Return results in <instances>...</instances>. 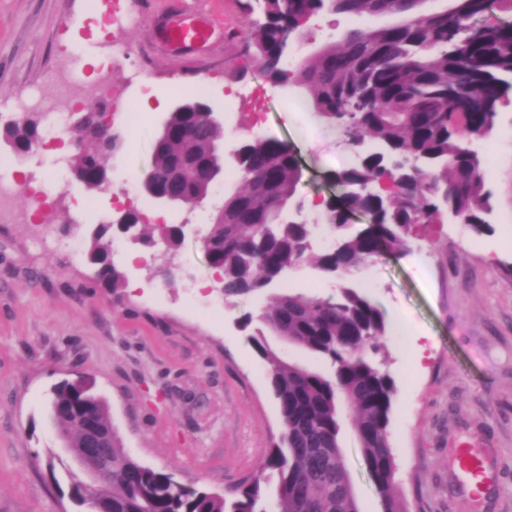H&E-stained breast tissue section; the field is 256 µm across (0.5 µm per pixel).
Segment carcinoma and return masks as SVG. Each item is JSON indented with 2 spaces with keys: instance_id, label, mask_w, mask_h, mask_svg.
I'll use <instances>...</instances> for the list:
<instances>
[{
  "instance_id": "cac0c4a2",
  "label": "carcinoma",
  "mask_w": 512,
  "mask_h": 512,
  "mask_svg": "<svg viewBox=\"0 0 512 512\" xmlns=\"http://www.w3.org/2000/svg\"><path fill=\"white\" fill-rule=\"evenodd\" d=\"M427 0H247L257 15L254 47L260 67L274 84L292 75L279 33L300 32L321 11L363 16H397L381 28H352L341 44L329 45L297 66L326 123L356 152V162L330 179L338 200L322 204L323 223L336 236L333 250L316 257L315 268L339 280L336 295L293 292L272 295L259 315L264 329L250 341L265 362L282 431L253 480L230 499L202 488L176 484L173 474L143 465L112 431V512H268L266 487L276 480L277 512H359L340 443V405L355 407L352 422L365 470L383 512H406L395 496L396 463L389 440L395 393L388 374L366 351L384 348L389 327L382 312L349 277L385 253L408 248L421 225L443 216L461 217L477 233L488 226L490 209L482 158L471 139L490 135L501 100L512 91V22H493L489 12H512V0H452L449 8L426 11ZM198 93L183 99L157 137L143 181L173 203L205 193L221 168L224 131L203 127L185 138L195 121ZM27 118L4 129L21 150L38 135ZM241 187L225 197L208 228V264L219 269L224 295L244 296L281 280L311 254L312 225L289 223L283 208L295 196L302 168L287 143L263 136L246 138L232 152ZM108 152L81 149L70 168L84 172L89 189L106 186ZM363 215L366 224H356ZM107 228L98 230L88 256L98 261V281L112 289L123 274L108 260ZM331 362L326 377L281 358L265 332ZM89 407L111 425L107 406L72 384L56 391L57 428L74 446L82 440L70 411Z\"/></svg>"
}]
</instances>
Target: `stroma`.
I'll list each match as a JSON object with an SVG mask.
<instances>
[{
    "label": "stroma",
    "mask_w": 512,
    "mask_h": 512,
    "mask_svg": "<svg viewBox=\"0 0 512 512\" xmlns=\"http://www.w3.org/2000/svg\"><path fill=\"white\" fill-rule=\"evenodd\" d=\"M183 3L209 22L211 37L205 47L174 52L157 29ZM252 22L239 0H0V128L24 117L43 120L55 108L66 126L63 147L36 148L24 162L41 187L58 176L67 183L43 224L30 223L23 190L0 196V512H80L65 474L53 477L46 468L60 448L48 394L63 380L91 382L131 456L187 486L228 493L249 484L278 439L267 367L238 326L244 314L269 305L270 291L225 300L197 290L212 277L197 236L239 188L232 167L221 174L218 194L192 210L158 209L140 192L164 120L199 90L238 138L271 136L298 152L302 177L293 202L304 216L314 217L316 201L333 194L338 134L327 125L306 129L312 99L305 88L267 79L248 39ZM394 22L323 11L291 54L301 62L340 43L350 28ZM90 96L113 110L120 136L104 191L86 189L57 166L90 144L73 108ZM256 99L265 109L259 124ZM131 106L140 121L129 122ZM477 147L486 159L489 228L477 234L448 217L419 227L404 255L380 257L352 280L386 318L402 317L427 345L418 364L407 344L390 337L373 356L396 388L390 444L408 512H512V94ZM122 193L144 215L161 210L169 223L194 225L195 234L168 251L174 277L130 264L144 246L124 239L111 259L127 286L97 283L86 251L93 232L119 218L114 198ZM61 231L77 252L56 245ZM341 414L360 512H381L351 407L342 405ZM466 443L497 471L488 493L471 494L454 473L453 452Z\"/></svg>",
    "instance_id": "obj_1"
}]
</instances>
